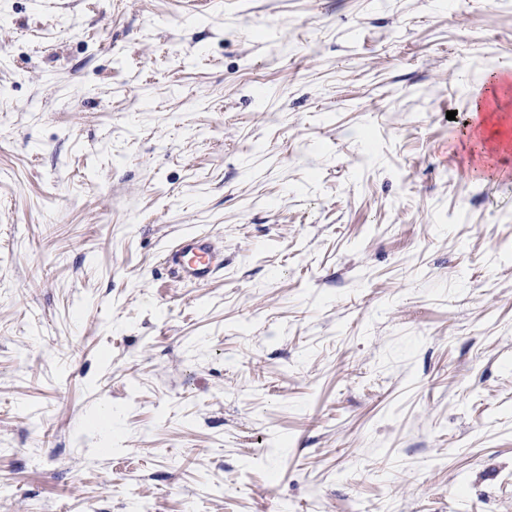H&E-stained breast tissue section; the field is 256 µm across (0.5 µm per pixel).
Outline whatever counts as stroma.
<instances>
[{
  "label": "stroma",
  "mask_w": 512,
  "mask_h": 512,
  "mask_svg": "<svg viewBox=\"0 0 512 512\" xmlns=\"http://www.w3.org/2000/svg\"><path fill=\"white\" fill-rule=\"evenodd\" d=\"M508 67L512 0H0V512H512ZM163 260L179 282L198 284L224 268V251L212 236L187 235L176 241Z\"/></svg>",
  "instance_id": "35a3bbf8"
}]
</instances>
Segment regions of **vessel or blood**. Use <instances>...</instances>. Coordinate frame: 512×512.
Instances as JSON below:
<instances>
[{"label": "vessel or blood", "mask_w": 512, "mask_h": 512, "mask_svg": "<svg viewBox=\"0 0 512 512\" xmlns=\"http://www.w3.org/2000/svg\"><path fill=\"white\" fill-rule=\"evenodd\" d=\"M174 277L186 284L209 281L224 267V251L207 235L180 237L164 256Z\"/></svg>", "instance_id": "b4317fda"}]
</instances>
